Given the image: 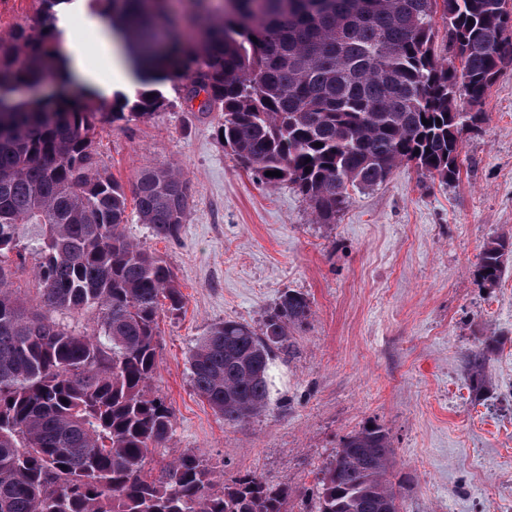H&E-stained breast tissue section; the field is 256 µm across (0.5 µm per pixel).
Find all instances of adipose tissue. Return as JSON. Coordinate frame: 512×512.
I'll use <instances>...</instances> for the list:
<instances>
[{
	"label": "adipose tissue",
	"instance_id": "adipose-tissue-1",
	"mask_svg": "<svg viewBox=\"0 0 512 512\" xmlns=\"http://www.w3.org/2000/svg\"><path fill=\"white\" fill-rule=\"evenodd\" d=\"M99 42L106 60V67L102 70L86 63L74 33L69 31L64 33L63 43L77 76L106 96L116 91L134 92L138 82L132 73L128 56L121 50V40L113 37L111 32L103 27L99 30Z\"/></svg>",
	"mask_w": 512,
	"mask_h": 512
}]
</instances>
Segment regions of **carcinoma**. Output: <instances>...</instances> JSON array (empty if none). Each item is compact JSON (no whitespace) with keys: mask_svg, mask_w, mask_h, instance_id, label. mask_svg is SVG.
<instances>
[{"mask_svg":"<svg viewBox=\"0 0 512 512\" xmlns=\"http://www.w3.org/2000/svg\"><path fill=\"white\" fill-rule=\"evenodd\" d=\"M72 2L38 0L27 24L0 37V512H284L288 488L254 476L219 487L191 451L148 468L174 417L151 391L159 318L185 298L166 262L127 237L126 211L133 201L155 237L175 239L189 186L170 166L150 167L127 197L96 167L98 129L166 110L158 86L167 81L186 100L202 90L201 111L224 112L218 132L237 163L266 186H292L318 223L334 224L349 189L378 186L401 164L446 184L459 178L462 135L512 49V24L499 0H228L219 20L199 14L200 36L188 38L163 0H89L142 50L132 59L141 88L116 94L106 112L70 79L56 22ZM438 17L461 53L435 52ZM48 61L59 96H13L38 84ZM27 224L42 228L34 304L4 261ZM511 257V240L487 243L483 283L497 284ZM88 310L97 312L90 332L53 318ZM310 314L289 291L258 329L212 325L188 359L196 394L226 424L259 414L274 350ZM465 364L482 386L481 354ZM393 454L379 426L348 436L318 478V512H400Z\"/></svg>","mask_w":512,"mask_h":512,"instance_id":"cac0c4a2","label":"carcinoma"}]
</instances>
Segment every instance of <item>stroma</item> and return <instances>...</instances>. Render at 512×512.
<instances>
[{"mask_svg":"<svg viewBox=\"0 0 512 512\" xmlns=\"http://www.w3.org/2000/svg\"><path fill=\"white\" fill-rule=\"evenodd\" d=\"M162 90L167 110L97 136L99 166L124 186L171 164L190 187L177 239L153 237L133 215L126 225L185 297L159 320L152 388L174 419L151 465L190 450L224 484L253 475L287 487L286 512H317L321 471L371 424L389 434L401 512H512V270L492 287L477 275L486 243L512 235V64L463 134L458 181L398 166L351 190L332 224L315 223L290 186L240 168L217 136L220 112H199L172 83ZM289 290L311 315L274 356L265 410L226 425L195 394L188 355L216 323L260 327ZM471 350L488 359L478 389L464 372Z\"/></svg>","mask_w":512,"mask_h":512,"instance_id":"1","label":"stroma"}]
</instances>
